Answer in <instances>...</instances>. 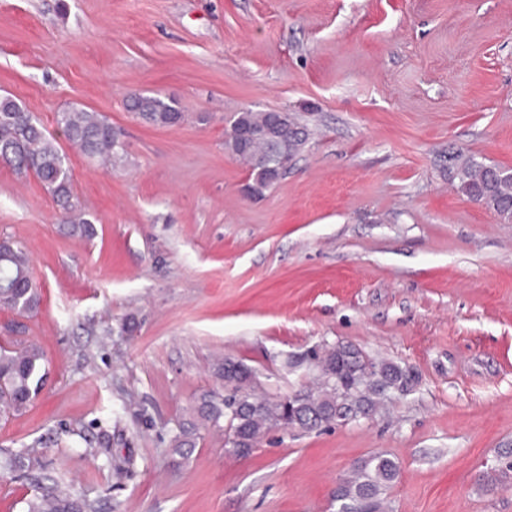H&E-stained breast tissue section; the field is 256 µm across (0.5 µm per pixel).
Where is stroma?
I'll return each mask as SVG.
<instances>
[{
	"label": "stroma",
	"instance_id": "35a3bbf8",
	"mask_svg": "<svg viewBox=\"0 0 512 512\" xmlns=\"http://www.w3.org/2000/svg\"><path fill=\"white\" fill-rule=\"evenodd\" d=\"M133 92L185 121H142ZM4 94L51 133L60 109L101 113L125 154L104 170L63 149L90 239L0 163V237L41 292L32 316L0 311V343L38 340L48 369L0 448H40L95 512H336L374 452L400 466L390 512H512L492 470L512 448V224L449 162L512 166V0H0ZM245 110L308 132L256 198L224 146ZM339 341L409 367L414 391L247 456L207 428L174 462L177 422L221 387L216 355L276 398Z\"/></svg>",
	"mask_w": 512,
	"mask_h": 512
}]
</instances>
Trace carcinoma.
Wrapping results in <instances>:
<instances>
[{"mask_svg": "<svg viewBox=\"0 0 512 512\" xmlns=\"http://www.w3.org/2000/svg\"><path fill=\"white\" fill-rule=\"evenodd\" d=\"M130 110L153 125H175L184 113L172 102L142 95L131 101ZM56 128L66 140L89 158L112 166L123 156L112 125L99 113L64 110L56 113ZM298 126L291 116L283 124L274 122L271 112L246 110L231 123L226 145L243 161L254 176L258 194L271 186L264 167L272 161L274 148L296 134ZM251 130L258 134L249 148L241 145V134ZM454 179L457 190L476 199L490 210L510 218L512 181L496 177L492 165L456 154ZM0 162L18 175L33 174L53 201L67 215L69 233L77 237L94 235L92 221L74 192L72 176L57 139L40 126L33 115L15 99L0 97ZM39 288L31 276L26 251L9 238H0V310L18 316L38 312ZM321 376L316 390L299 391L293 399L258 398L249 392L252 371L230 358L215 365V375L224 382L229 394L203 393L187 418L177 423L170 439L172 455L187 460L201 439V428H219L228 422L229 452L245 456L273 427L302 431L348 424L347 415L354 409L373 413L386 404L384 389L401 393L412 387L409 371L390 360H374L350 343L338 342L314 353ZM45 356L40 345L31 340H14L0 345V414H19L28 409L46 381ZM35 447L18 452L0 451V473H17L37 460ZM400 474L399 463L384 452L372 453L357 460L337 482L333 497L336 512H348L351 504L360 512H383L387 492ZM23 512H93V506L75 496L55 480L38 484L24 501Z\"/></svg>", "mask_w": 512, "mask_h": 512, "instance_id": "cac0c4a2", "label": "carcinoma"}]
</instances>
